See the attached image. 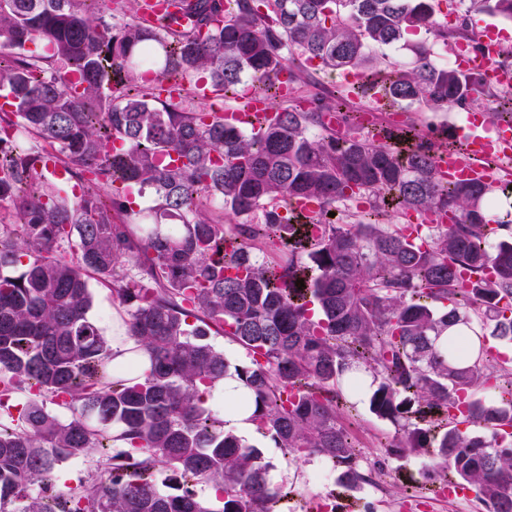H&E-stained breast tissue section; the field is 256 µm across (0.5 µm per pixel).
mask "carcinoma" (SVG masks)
Here are the masks:
<instances>
[{"mask_svg":"<svg viewBox=\"0 0 512 512\" xmlns=\"http://www.w3.org/2000/svg\"><path fill=\"white\" fill-rule=\"evenodd\" d=\"M101 2L0 0L11 97L0 111V406L29 392L17 422L0 421V512H280L290 492L202 406L231 371L276 447L325 458L352 488L362 475L336 385L358 389L363 369L371 412L404 422L393 454L430 448L426 477L512 512V444L501 440L512 373L488 346L512 344L500 307L512 299V237L487 246L497 197L442 182L440 147L415 127L378 142L350 111L377 84L395 105L434 112L492 100L493 120L512 125V96L433 58V44L474 46L476 34L441 21L442 0H173L180 28L174 13L142 17L144 0H110L107 21ZM459 4L512 20V0ZM418 30L426 38L408 41ZM399 43L411 59L382 66ZM314 64L366 81L307 109L281 102V72L294 83ZM245 79L277 101L257 132L182 92L202 81L235 101ZM336 116L349 132L330 126ZM29 137L68 174L93 175L81 194L46 174ZM135 188L153 191L151 207L131 206ZM298 199L319 205L314 220ZM435 210L450 223L424 225L423 249L401 220ZM90 273L129 307L144 375L112 374L89 317ZM213 330L250 363L231 366ZM475 386L494 394L476 398ZM95 448L100 474L58 490L59 466ZM201 483L217 502L198 496Z\"/></svg>","mask_w":512,"mask_h":512,"instance_id":"obj_1","label":"carcinoma"}]
</instances>
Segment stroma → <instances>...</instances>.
<instances>
[{
	"label": "stroma",
	"mask_w": 512,
	"mask_h": 512,
	"mask_svg": "<svg viewBox=\"0 0 512 512\" xmlns=\"http://www.w3.org/2000/svg\"><path fill=\"white\" fill-rule=\"evenodd\" d=\"M360 109L365 126L394 131L411 124L424 130L430 117H437L445 128L432 132L431 137L445 145L453 142L455 128L466 127L468 123L467 111L458 106L434 114L416 105L377 112L364 102ZM90 288V317L105 337H112L115 324L128 320V310L115 299L111 287L94 281ZM339 413L342 424L354 437L358 469L364 476L363 482L353 489L344 488L337 481L314 479L322 457L295 460L261 433L245 436V443L258 448L263 461L268 463L269 483L291 489V506L308 512L313 502L322 497L335 504V512H487L478 497L451 498L441 494L440 480L423 479L428 451L420 450L403 457L390 455L388 446L401 429L377 419L369 410L368 398H355L350 404L340 405Z\"/></svg>",
	"instance_id": "obj_1"
}]
</instances>
